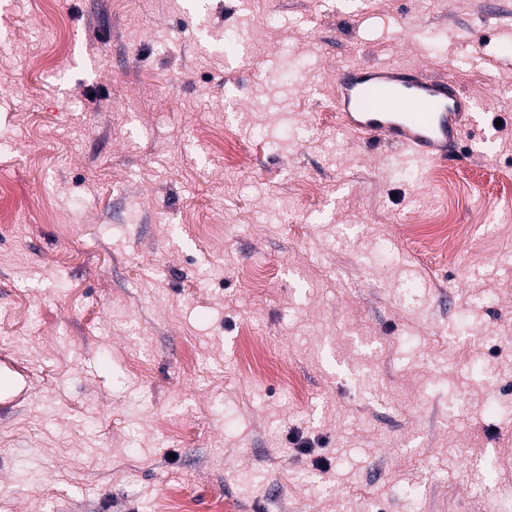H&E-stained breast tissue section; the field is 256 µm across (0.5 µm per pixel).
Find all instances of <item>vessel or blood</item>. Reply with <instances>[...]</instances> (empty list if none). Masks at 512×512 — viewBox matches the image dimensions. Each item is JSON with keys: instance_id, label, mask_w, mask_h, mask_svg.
Masks as SVG:
<instances>
[{"instance_id": "obj_1", "label": "vessel or blood", "mask_w": 512, "mask_h": 512, "mask_svg": "<svg viewBox=\"0 0 512 512\" xmlns=\"http://www.w3.org/2000/svg\"><path fill=\"white\" fill-rule=\"evenodd\" d=\"M337 118L356 141H380L429 162H454L475 102L418 67L358 64L336 75Z\"/></svg>"}]
</instances>
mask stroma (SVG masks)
<instances>
[{
  "instance_id": "35a3bbf8",
  "label": "stroma",
  "mask_w": 512,
  "mask_h": 512,
  "mask_svg": "<svg viewBox=\"0 0 512 512\" xmlns=\"http://www.w3.org/2000/svg\"><path fill=\"white\" fill-rule=\"evenodd\" d=\"M361 63L480 100L454 183ZM0 182V512H512V0H0ZM336 105L339 122L356 141L396 145L433 163L459 160L458 146L474 125L473 97L420 67L345 68L336 74Z\"/></svg>"
}]
</instances>
